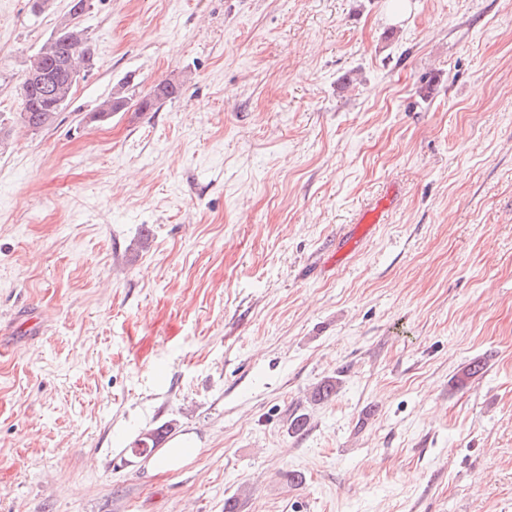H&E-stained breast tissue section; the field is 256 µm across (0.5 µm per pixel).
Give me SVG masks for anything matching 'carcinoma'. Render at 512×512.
<instances>
[{"label":"carcinoma","instance_id":"carcinoma-1","mask_svg":"<svg viewBox=\"0 0 512 512\" xmlns=\"http://www.w3.org/2000/svg\"><path fill=\"white\" fill-rule=\"evenodd\" d=\"M53 42L45 43L38 51L44 61L43 68L50 70L44 80L21 78L19 83L20 110L15 113L12 124L23 128H45L52 125L58 116L54 112L58 101L69 91L68 79L62 64L70 58L93 57L91 38L84 35L80 38L68 32H56L52 34ZM180 93V84L166 79L158 83L151 97L142 101L141 110L146 111L161 100L175 98ZM124 96L114 93L104 99L91 119L104 121L119 110V102ZM338 381L335 378H327L317 384L310 399L316 404L325 403L336 396ZM172 430V425L164 423L152 428L140 435L134 441V447L144 451L151 450L161 444Z\"/></svg>","mask_w":512,"mask_h":512}]
</instances>
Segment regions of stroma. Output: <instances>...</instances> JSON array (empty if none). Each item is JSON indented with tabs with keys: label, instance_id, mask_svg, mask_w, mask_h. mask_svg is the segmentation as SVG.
I'll return each instance as SVG.
<instances>
[{
	"label": "stroma",
	"instance_id": "stroma-1",
	"mask_svg": "<svg viewBox=\"0 0 512 512\" xmlns=\"http://www.w3.org/2000/svg\"><path fill=\"white\" fill-rule=\"evenodd\" d=\"M30 7L0 0V115L69 0ZM81 26L91 71L0 145V512H512V0ZM166 422L197 453L161 472L132 444ZM180 90V84L170 79L161 81L154 87L151 97L142 101L141 111L150 110L156 103L161 100L177 97L180 93Z\"/></svg>",
	"mask_w": 512,
	"mask_h": 512
}]
</instances>
